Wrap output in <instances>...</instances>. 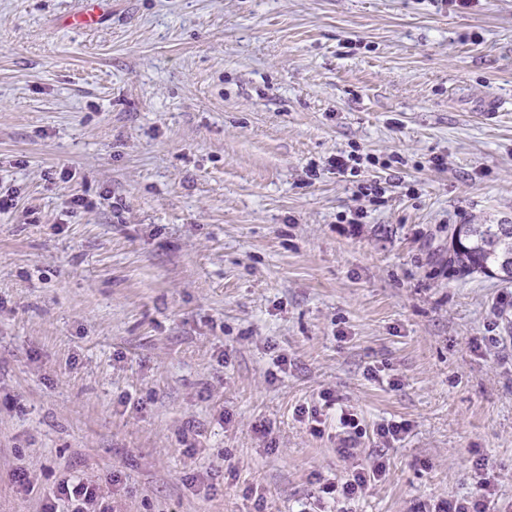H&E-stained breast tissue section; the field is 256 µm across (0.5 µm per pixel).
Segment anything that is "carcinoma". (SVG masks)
<instances>
[{
  "mask_svg": "<svg viewBox=\"0 0 512 512\" xmlns=\"http://www.w3.org/2000/svg\"><path fill=\"white\" fill-rule=\"evenodd\" d=\"M448 267L512 281V224H457L451 229Z\"/></svg>",
  "mask_w": 512,
  "mask_h": 512,
  "instance_id": "1",
  "label": "carcinoma"
}]
</instances>
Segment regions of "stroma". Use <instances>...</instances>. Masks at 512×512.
<instances>
[{"mask_svg":"<svg viewBox=\"0 0 512 512\" xmlns=\"http://www.w3.org/2000/svg\"><path fill=\"white\" fill-rule=\"evenodd\" d=\"M80 6L0 0V512H419L479 460L512 512V282L448 270L512 222V0ZM353 414L346 413L345 410L341 409L340 414V425L343 429V438H341V448H339V452L343 455V457L350 458L354 457L356 454V440L352 435L351 429H354L355 435L359 434L358 424H356L354 420ZM385 472L384 463L375 459L372 465L356 464L341 483V494L347 500L359 498L377 477ZM59 495V500L64 498L68 503L70 510L67 512H111L108 506L99 503L95 489L80 479L73 482L64 481L60 486Z\"/></svg>","mask_w":512,"mask_h":512,"instance_id":"35a3bbf8","label":"stroma"}]
</instances>
